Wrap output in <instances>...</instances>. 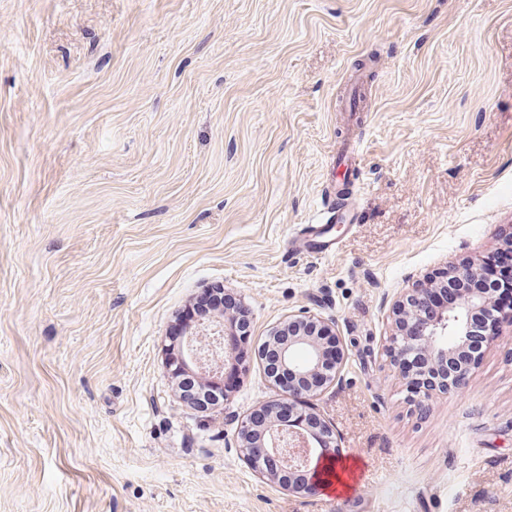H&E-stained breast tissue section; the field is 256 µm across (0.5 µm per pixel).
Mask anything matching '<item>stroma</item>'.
<instances>
[{
  "mask_svg": "<svg viewBox=\"0 0 512 512\" xmlns=\"http://www.w3.org/2000/svg\"><path fill=\"white\" fill-rule=\"evenodd\" d=\"M340 200L363 221L293 247ZM511 231L512 0H0V512H512V322L420 404L387 355L393 299ZM212 287L256 345L337 324L314 404L357 491L244 458L257 356L181 398L169 333Z\"/></svg>",
  "mask_w": 512,
  "mask_h": 512,
  "instance_id": "1",
  "label": "stroma"
}]
</instances>
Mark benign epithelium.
I'll list each match as a JSON object with an SVG mask.
<instances>
[{"label":"benign epithelium","instance_id":"obj_1","mask_svg":"<svg viewBox=\"0 0 512 512\" xmlns=\"http://www.w3.org/2000/svg\"><path fill=\"white\" fill-rule=\"evenodd\" d=\"M424 292L425 289L418 288L393 303L394 330L388 352L394 362L401 355L413 353L426 358L433 368L451 362L448 380L429 384L423 391L426 394L458 391L465 387L475 365L462 355L464 342L475 315L484 309L489 297L480 292L467 294L455 307L429 319L419 308ZM211 335L213 332L207 328H198L184 337L183 345L193 347L204 356L214 345H201L199 337ZM273 336V342L262 346L259 357L263 362H274L281 371L288 373V383L271 372L268 377L280 392L276 403L288 407L297 419L287 421L273 416L257 428L249 418L242 423L240 440L242 447L249 449L248 460H253L256 454L266 458V468L259 470L265 484L300 492L309 489L310 483L317 482L326 449L333 444L332 430L309 400L321 394L341 371L344 341L334 322L301 315L288 320V328L277 329ZM327 338L336 344L338 356L335 373L323 379L324 340Z\"/></svg>","mask_w":512,"mask_h":512}]
</instances>
